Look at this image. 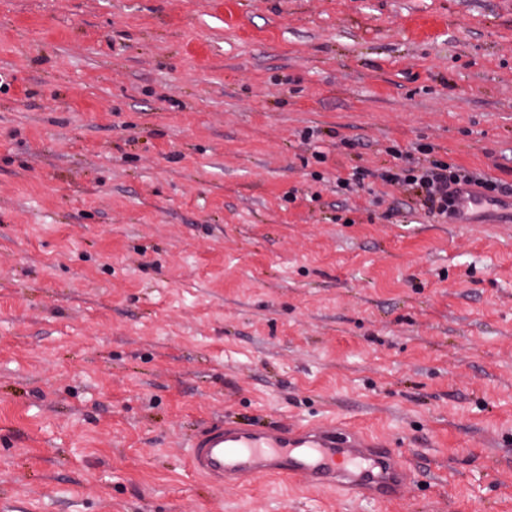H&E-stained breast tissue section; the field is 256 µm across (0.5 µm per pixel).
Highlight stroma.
<instances>
[{"mask_svg": "<svg viewBox=\"0 0 512 512\" xmlns=\"http://www.w3.org/2000/svg\"><path fill=\"white\" fill-rule=\"evenodd\" d=\"M419 143L512 185V0H0V512H512V217L337 186ZM218 420L415 481L218 489Z\"/></svg>", "mask_w": 512, "mask_h": 512, "instance_id": "1", "label": "stroma"}]
</instances>
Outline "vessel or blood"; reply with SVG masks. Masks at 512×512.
I'll list each match as a JSON object with an SVG mask.
<instances>
[{
	"mask_svg": "<svg viewBox=\"0 0 512 512\" xmlns=\"http://www.w3.org/2000/svg\"><path fill=\"white\" fill-rule=\"evenodd\" d=\"M399 454L396 443L342 424L257 428L218 423L192 441L189 463L219 487L279 474L387 502L412 482L411 472L398 464Z\"/></svg>",
	"mask_w": 512,
	"mask_h": 512,
	"instance_id": "vessel-or-blood-1",
	"label": "vessel or blood"
}]
</instances>
